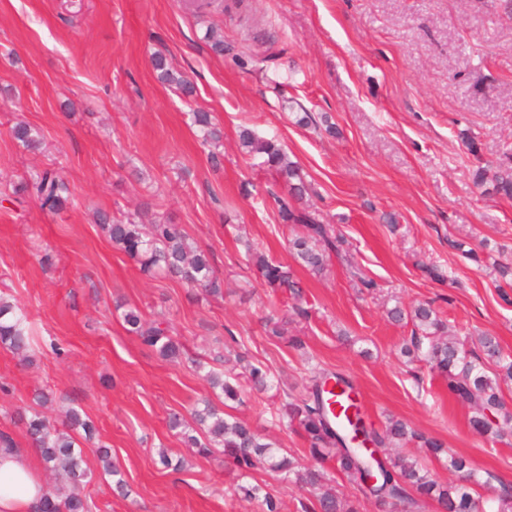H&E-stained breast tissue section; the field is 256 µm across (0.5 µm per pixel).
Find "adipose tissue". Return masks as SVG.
Instances as JSON below:
<instances>
[{
    "instance_id": "adipose-tissue-1",
    "label": "adipose tissue",
    "mask_w": 512,
    "mask_h": 512,
    "mask_svg": "<svg viewBox=\"0 0 512 512\" xmlns=\"http://www.w3.org/2000/svg\"><path fill=\"white\" fill-rule=\"evenodd\" d=\"M45 487L20 449L0 448V512H38Z\"/></svg>"
}]
</instances>
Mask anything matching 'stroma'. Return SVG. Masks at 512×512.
I'll list each match as a JSON object with an SVG mask.
<instances>
[{"label": "stroma", "instance_id": "obj_1", "mask_svg": "<svg viewBox=\"0 0 512 512\" xmlns=\"http://www.w3.org/2000/svg\"><path fill=\"white\" fill-rule=\"evenodd\" d=\"M210 24L224 33L223 55L204 40ZM158 52L193 97L158 79ZM195 110L210 113L217 146H201ZM20 121L39 130L42 153L13 138ZM246 127L281 143L312 188L304 208L343 237L344 256L324 274L296 266L288 241L303 228L283 223L266 197L275 181L243 153ZM507 152L503 0H224L201 16L186 0H0V294L27 312L38 339L29 366L0 348V432L29 447L19 416L39 390L53 398L50 418L85 413L96 428L82 445L92 512H259L237 491L254 481L277 491L282 512H302L309 493L199 456L168 429L170 412L190 413L212 390L190 361H166L129 332L123 311L135 307L168 323L191 358L237 338L271 386L243 384L235 413L296 456L303 438L272 414L282 390L304 391L326 369L353 384L366 425L393 416L443 440L486 480L482 495L512 485V436L478 435L446 380L402 356L411 329L387 316L398 302H430L460 334L491 333L512 354V304L498 288L499 266L512 265V199L475 182ZM44 167L73 193L57 212L17 199ZM98 210L184 225L211 251L223 296L202 300L179 279L144 273L95 224ZM252 248L293 266L302 300L263 286ZM297 302L309 318L272 335L266 317ZM101 446L126 495L113 493ZM162 448L183 467L159 464Z\"/></svg>", "mask_w": 512, "mask_h": 512}]
</instances>
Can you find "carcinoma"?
<instances>
[{"label": "carcinoma", "mask_w": 512, "mask_h": 512, "mask_svg": "<svg viewBox=\"0 0 512 512\" xmlns=\"http://www.w3.org/2000/svg\"><path fill=\"white\" fill-rule=\"evenodd\" d=\"M158 78L175 87L185 96L193 93L192 85L174 71L162 56L154 58ZM194 125L199 127L203 143L220 139V131L207 112L192 113ZM12 135L24 149L34 151L41 144L39 132L28 124H18ZM240 145L250 156L261 159V165L275 172L289 188V195L271 193L281 220L286 224H301L305 233L289 240L294 259L314 273L324 270L331 253H340L343 240L332 236L329 225L320 223L309 211L292 206L289 198L299 200L307 193L298 164L290 159L273 139L257 136L244 128L239 134ZM492 173L497 193L512 197V165L481 168L476 181H484ZM23 191L49 212L59 211L68 202L71 192L68 184L56 171L44 169L29 175ZM96 223L108 235L112 244L135 259L146 272L154 276L169 274L181 278L188 286L208 296L223 293L222 281L216 275L210 254L192 246L183 225L156 220L149 225L132 218L114 219L106 212L96 213ZM252 262L264 285L274 292L301 294L299 282L290 268L269 260L264 254L252 253ZM397 322L412 323L410 345L405 353L430 370L448 379V390L462 403L473 407L469 419L471 427L490 439H501L512 429V411L506 408L502 385L512 383V355L503 352L497 338L489 333L476 337V348H469V337L448 334V326L432 305L420 304L410 310L396 305L389 310ZM129 331L140 337L142 343L154 349L163 359L182 362L183 343L170 334L162 322L148 323L136 309L123 314ZM31 346L27 315L10 298L0 295V347L23 354ZM198 370H206L205 379L213 389L220 390L224 400L240 401L241 385L237 377L214 369H206V362L192 360ZM269 370L261 362L249 367L248 381L258 391L266 389ZM353 387L337 373L317 372L310 386L300 393H284L278 413L279 426L298 432L308 444L307 454L315 464L300 463L284 448H279L267 436L238 417L206 401L204 407L191 412L192 422L180 413L168 416V427L177 432L184 444L204 456L221 453L234 459L244 470L263 469L313 494L311 512H360L361 497L390 500L401 512H422L429 500H435L444 512H512V488L503 486L489 498L478 492L481 481L471 468L469 460L453 453L445 444L413 430L394 417L387 418L382 429H368L370 437L381 449L415 443L430 455L448 459V470L457 479L441 483L418 459L399 453L385 456L381 467L383 479L371 490L362 486L366 469L375 462L362 449L350 443V434L358 428L360 413L351 421L348 410L355 407L350 393ZM26 432L36 448L44 469L63 481L64 486L49 491L40 512H90L82 493L90 468L77 442V435L91 439L92 421L72 409L66 422L58 425L40 411H33L25 420ZM102 469L117 477L116 488L124 490V480L112 462L108 448H98ZM330 463L334 471L356 485L361 496L341 497L326 488L328 471L323 464ZM243 495L258 502L261 512H281V500L266 483L239 486Z\"/></svg>", "instance_id": "obj_1"}]
</instances>
